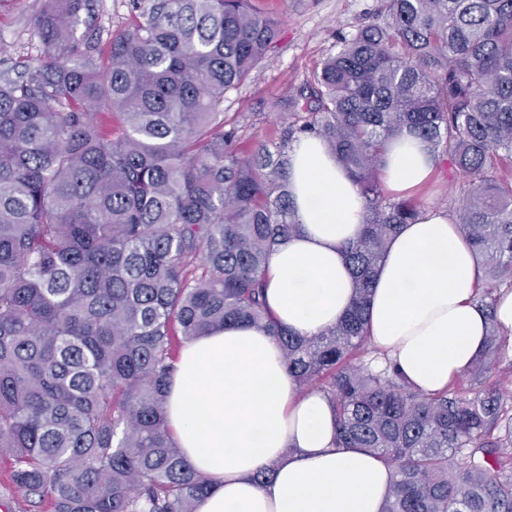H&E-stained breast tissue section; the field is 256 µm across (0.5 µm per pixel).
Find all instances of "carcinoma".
Segmentation results:
<instances>
[{
	"mask_svg": "<svg viewBox=\"0 0 512 512\" xmlns=\"http://www.w3.org/2000/svg\"><path fill=\"white\" fill-rule=\"evenodd\" d=\"M44 2L45 56L0 75V459L23 512H196L211 482L166 424V386L181 341L239 324L329 396L336 447L394 468L382 512H512V413L489 384L497 300L478 299L485 349L465 391L414 388L365 328L387 243L421 213L380 178L405 133L470 178L456 223L512 288V0H381L280 101L281 142L246 153L224 97L277 36L251 0H127L130 26L105 43L97 0ZM306 134L366 210L345 246L353 305L311 338L271 323L264 288L300 229L285 145Z\"/></svg>",
	"mask_w": 512,
	"mask_h": 512,
	"instance_id": "carcinoma-1",
	"label": "carcinoma"
}]
</instances>
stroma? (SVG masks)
Masks as SVG:
<instances>
[{"label": "stroma", "mask_w": 512, "mask_h": 512, "mask_svg": "<svg viewBox=\"0 0 512 512\" xmlns=\"http://www.w3.org/2000/svg\"><path fill=\"white\" fill-rule=\"evenodd\" d=\"M280 22L268 63L253 71L246 83L227 94L224 113L244 127L242 144L279 141L283 118L278 99L305 82L322 61L336 52L338 39L349 36L378 9L380 0H254ZM43 0H0V38L11 42L0 55V72L17 73L36 62L44 47L31 19ZM463 195V180L453 170L436 168L415 197L422 209L453 212Z\"/></svg>", "instance_id": "obj_1"}]
</instances>
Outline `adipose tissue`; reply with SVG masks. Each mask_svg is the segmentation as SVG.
<instances>
[{
	"label": "adipose tissue",
	"instance_id": "1",
	"mask_svg": "<svg viewBox=\"0 0 512 512\" xmlns=\"http://www.w3.org/2000/svg\"><path fill=\"white\" fill-rule=\"evenodd\" d=\"M434 168L428 144L406 134L389 147L383 181L409 195ZM288 176L301 229L270 254L265 294L283 327L310 338L355 298L344 247L362 229L365 203L319 137L293 144ZM481 277L460 225L442 212H423L389 241L370 296V340L420 391L448 388L481 354ZM165 413L185 458L211 481L196 512H381L395 479L364 449L335 448L331 402L302 389L278 342L255 326L187 340ZM264 466L273 476L260 484Z\"/></svg>",
	"mask_w": 512,
	"mask_h": 512
}]
</instances>
